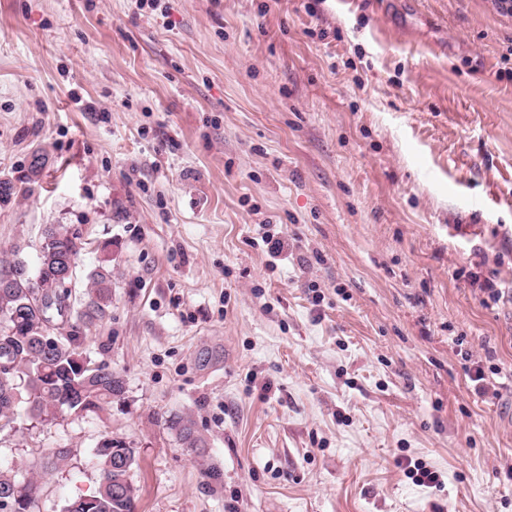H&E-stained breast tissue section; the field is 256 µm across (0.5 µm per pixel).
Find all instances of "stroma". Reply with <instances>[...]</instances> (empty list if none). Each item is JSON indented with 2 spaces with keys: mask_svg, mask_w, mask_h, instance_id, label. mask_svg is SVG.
I'll return each mask as SVG.
<instances>
[{
  "mask_svg": "<svg viewBox=\"0 0 512 512\" xmlns=\"http://www.w3.org/2000/svg\"><path fill=\"white\" fill-rule=\"evenodd\" d=\"M497 4L0 0V267L36 269L57 225L81 245L73 297L110 259L83 348L125 380L97 412L0 431L30 512L97 489L108 432L136 452V512H512ZM54 448L71 455L44 470ZM170 428L176 432L177 439L184 448H190L197 454L204 452L207 445L206 439L197 430L193 420L185 417H174L170 421Z\"/></svg>",
  "mask_w": 512,
  "mask_h": 512,
  "instance_id": "1",
  "label": "stroma"
}]
</instances>
